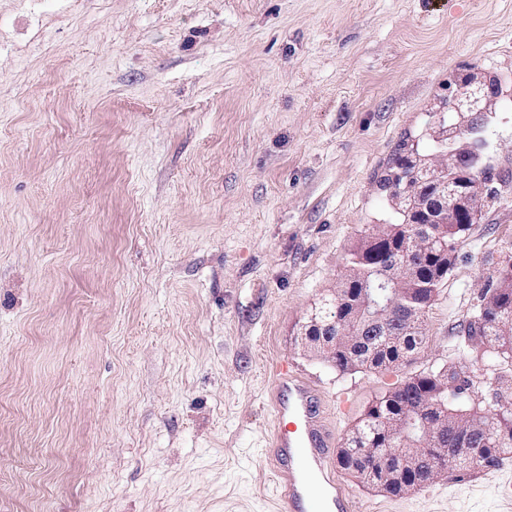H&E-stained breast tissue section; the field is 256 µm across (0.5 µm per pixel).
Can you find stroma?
Masks as SVG:
<instances>
[{"label": "stroma", "instance_id": "1", "mask_svg": "<svg viewBox=\"0 0 512 512\" xmlns=\"http://www.w3.org/2000/svg\"><path fill=\"white\" fill-rule=\"evenodd\" d=\"M475 68L501 80L490 199L424 350L337 371L297 332L379 180ZM512 241V0H0V512H281L276 362L344 438L392 387L481 360ZM352 512H512V454Z\"/></svg>", "mask_w": 512, "mask_h": 512}]
</instances>
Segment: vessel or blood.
<instances>
[{"mask_svg": "<svg viewBox=\"0 0 512 512\" xmlns=\"http://www.w3.org/2000/svg\"><path fill=\"white\" fill-rule=\"evenodd\" d=\"M269 402L275 422L265 459L282 512H351V495L334 472L335 437L320 388L280 364Z\"/></svg>", "mask_w": 512, "mask_h": 512, "instance_id": "1", "label": "vessel or blood"}]
</instances>
